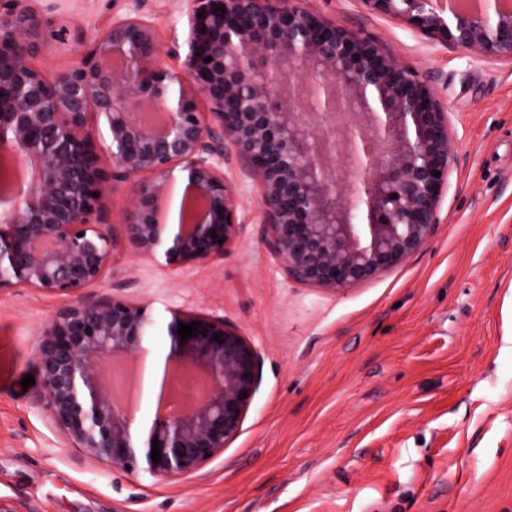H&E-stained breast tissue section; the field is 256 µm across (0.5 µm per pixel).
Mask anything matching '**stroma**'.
I'll list each match as a JSON object with an SVG mask.
<instances>
[{"label": "stroma", "instance_id": "stroma-1", "mask_svg": "<svg viewBox=\"0 0 512 512\" xmlns=\"http://www.w3.org/2000/svg\"><path fill=\"white\" fill-rule=\"evenodd\" d=\"M33 65L76 63L139 7L175 66L189 0H33ZM425 77L448 109L454 163L437 222L402 265L338 290L288 275L260 188L227 178L248 214L223 259L175 273L116 250L86 300L115 295L218 316L262 357L240 434L167 481L85 458L37 405L39 334L66 297L0 294V496L20 512H512V61L477 59L364 0H305Z\"/></svg>", "mask_w": 512, "mask_h": 512}]
</instances>
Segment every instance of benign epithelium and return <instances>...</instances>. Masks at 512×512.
I'll list each match as a JSON object with an SVG mask.
<instances>
[{"instance_id":"obj_1","label":"benign epithelium","mask_w":512,"mask_h":512,"mask_svg":"<svg viewBox=\"0 0 512 512\" xmlns=\"http://www.w3.org/2000/svg\"><path fill=\"white\" fill-rule=\"evenodd\" d=\"M363 2L472 57L512 60V0H448L439 11L433 0ZM187 24L176 67L135 9L113 16L77 65L47 75L31 63L36 11L17 0L0 18V94L11 96L0 105V199L10 203L0 212V293L24 286L71 300L35 348L38 405L84 457L166 480L195 473L239 435L261 354L222 317L171 309L165 322L149 303L85 301L116 246L110 225L93 222L103 198L132 184L126 253L182 271L224 257L239 238L245 208L224 174L234 159L260 185L263 223L288 274L344 288L425 243L453 160L434 87L302 0H191ZM330 114L354 122L350 186L326 163L338 142ZM19 162L30 169L24 187ZM195 321L181 340L179 323ZM162 330L159 394L138 424L149 344ZM116 358L130 362L123 393L133 405L123 411Z\"/></svg>"}]
</instances>
